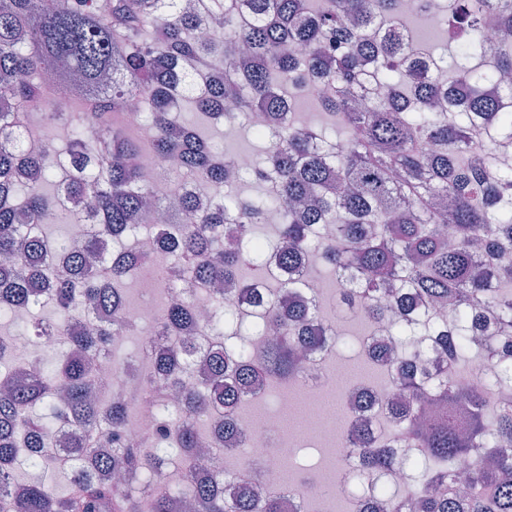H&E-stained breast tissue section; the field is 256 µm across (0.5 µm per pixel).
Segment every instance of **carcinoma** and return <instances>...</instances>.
I'll return each instance as SVG.
<instances>
[{"label": "carcinoma", "instance_id": "1", "mask_svg": "<svg viewBox=\"0 0 512 512\" xmlns=\"http://www.w3.org/2000/svg\"><path fill=\"white\" fill-rule=\"evenodd\" d=\"M400 3L56 0L46 10L39 0H0V317L66 345L51 362L22 359L17 337L0 331V512H174L163 483L170 466L196 512H281L260 468L250 493L224 498L199 450L213 416L223 415L218 441L238 435L244 393L298 378L302 355L322 346L321 308L300 299L320 266L366 318L388 321L368 358L392 394L359 399L389 409L394 439L420 449L408 459L421 482L413 497L384 490L386 500L364 499L356 512H512V400L490 410L465 382L477 355L493 370L489 387L512 389V169L494 167L466 135L478 119L491 140L512 139V112L482 92V79L512 75V38L487 50L489 19L512 35V0H456L451 16L414 0L412 12L458 34L447 69L432 68L430 85L417 89L409 73L423 61L394 26ZM47 71L58 88L49 106L39 79ZM307 78L324 88L315 125L295 119ZM367 86L379 92L359 95ZM228 97L263 145L247 173L237 171L238 153L179 120L192 105L218 125ZM131 100L153 132L151 153L179 163L167 214L175 237L156 250L162 279L227 288L211 297L206 342L180 335L200 324L182 299L157 321L166 341L108 365L133 378L128 392L98 377L93 353L142 336L123 284L152 257L135 240L153 194L143 143L115 121ZM32 112L66 136L32 132ZM248 180L262 190L242 195ZM273 212L274 234H257ZM48 224L91 228L77 243L50 237ZM103 238L115 248L95 267ZM257 280L268 292L253 290ZM237 297L253 299L256 321L237 314ZM445 302L451 326L434 316ZM86 314L98 321L93 332L66 330ZM271 330L263 348H249L248 337ZM196 357L208 379L183 388ZM135 407L159 437L114 445ZM344 420L349 455L369 477L397 465L362 414ZM61 426L79 433L76 447H50ZM56 463L63 491L40 475Z\"/></svg>", "mask_w": 512, "mask_h": 512}]
</instances>
